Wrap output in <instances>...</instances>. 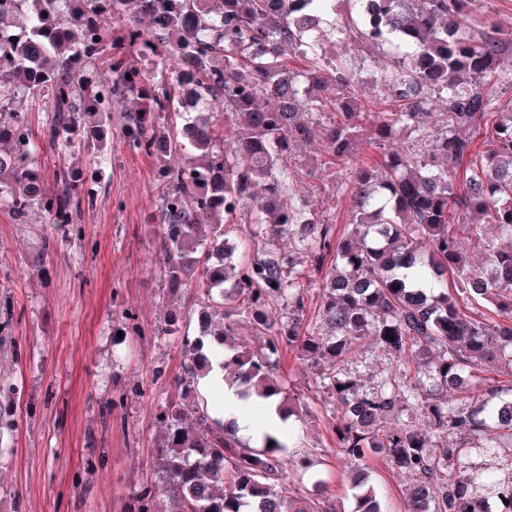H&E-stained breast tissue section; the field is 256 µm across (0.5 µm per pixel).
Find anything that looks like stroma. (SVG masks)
<instances>
[{"mask_svg":"<svg viewBox=\"0 0 512 512\" xmlns=\"http://www.w3.org/2000/svg\"><path fill=\"white\" fill-rule=\"evenodd\" d=\"M324 49L354 69L359 98L383 101L378 77L388 48L361 53L332 39ZM121 122L120 112H113V133L102 147L108 165L90 166L83 151L69 159L96 193L93 205L71 223L38 212L17 224L0 208V312L13 314L0 340V377L18 389L15 452L0 463V512H128L132 493L156 468V408L173 395L172 379L181 371L179 336L163 332L170 313L179 315L181 334H198L197 288L172 293L159 277L156 166L126 149ZM291 165L304 177L314 212L346 234L349 165L324 164L311 146L294 148ZM47 238L55 247L43 257ZM126 308L138 317L139 336L117 346L112 328ZM341 368L369 391L396 363L363 338ZM320 369L294 351L282 357L284 387L309 405L291 443L311 467L305 474L289 471V481L304 496L320 493L349 508V464L332 430L340 409L316 386ZM461 467L475 492L487 495L485 473L512 476V439L466 449ZM361 469L387 512H401L409 476L381 454L369 455Z\"/></svg>","mask_w":512,"mask_h":512,"instance_id":"stroma-1","label":"stroma"}]
</instances>
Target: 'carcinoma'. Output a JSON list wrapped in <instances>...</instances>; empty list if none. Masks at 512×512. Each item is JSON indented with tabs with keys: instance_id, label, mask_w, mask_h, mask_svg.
I'll return each mask as SVG.
<instances>
[{
	"instance_id": "obj_1",
	"label": "carcinoma",
	"mask_w": 512,
	"mask_h": 512,
	"mask_svg": "<svg viewBox=\"0 0 512 512\" xmlns=\"http://www.w3.org/2000/svg\"><path fill=\"white\" fill-rule=\"evenodd\" d=\"M338 2L0 0V31L24 29L0 54V205L15 223L35 208L70 221L93 203L67 158L81 147L79 129L104 135L119 98L135 100L121 127L131 151L185 158L158 169L161 273L174 291L198 282L201 332L182 337L178 396L157 406L167 503L146 481L131 512H336L288 486V467L306 469L308 459L290 458L267 422L273 410L296 413L276 377L286 349L327 363L319 378L342 407L333 431L351 462L383 452L415 477L403 512H484L459 462L490 423L512 436V400H500L512 371L478 375L497 358L512 366V245L483 237L492 224L512 241V100L495 94L512 37L490 23L471 31L473 0H378L373 13H348L332 26L345 42L401 49L380 76L385 106L372 111L355 94V75L321 52ZM292 57L307 69L291 68ZM34 102L51 113L40 133L28 116ZM367 124L371 145L401 129L412 139L351 169L350 228L339 237L310 210L291 153L317 143L328 162L349 164ZM45 148L59 160L52 189L37 165ZM440 158L468 162L461 188ZM249 199L255 229L238 257L224 242ZM267 228L288 237V254L266 247ZM462 233L481 241L477 253L461 252ZM301 264L320 276L313 323ZM478 299L497 319L468 307ZM240 316L265 340L228 355ZM364 337L401 368L437 354L433 385L472 380L474 405L437 399L396 373L356 394L357 380L336 364ZM216 366L264 422L259 446H241L234 427L211 417L199 383ZM16 429L15 415L0 410V456L12 452L1 441ZM486 482L499 512H512V487L494 473ZM358 487L352 512H383L378 491Z\"/></svg>"
}]
</instances>
